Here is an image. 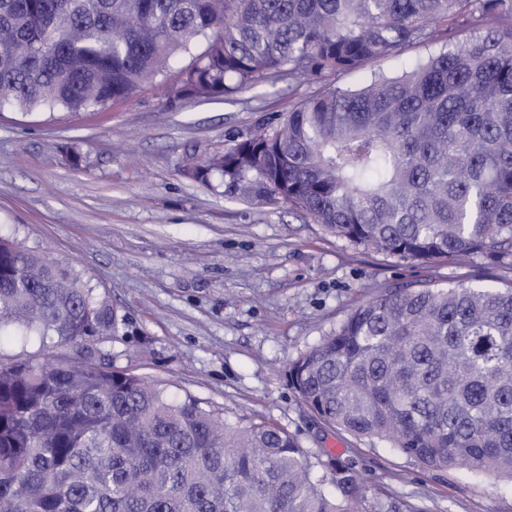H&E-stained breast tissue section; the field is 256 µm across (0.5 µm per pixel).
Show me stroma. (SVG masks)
I'll return each mask as SVG.
<instances>
[{"label":"stroma","mask_w":512,"mask_h":512,"mask_svg":"<svg viewBox=\"0 0 512 512\" xmlns=\"http://www.w3.org/2000/svg\"><path fill=\"white\" fill-rule=\"evenodd\" d=\"M176 59L166 81L103 112L0 109V228L85 271L130 324L116 367L169 384L294 435L311 461L352 460L370 512L388 493L402 512H512V482L433 470L323 424L288 365L359 305L418 282L494 278L512 265L476 256L421 265L323 233L286 204L242 201L184 175L274 123L323 80L281 81L229 99L184 98ZM79 146L84 162L65 154Z\"/></svg>","instance_id":"1"}]
</instances>
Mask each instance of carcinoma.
Listing matches in <instances>:
<instances>
[{"mask_svg":"<svg viewBox=\"0 0 512 512\" xmlns=\"http://www.w3.org/2000/svg\"><path fill=\"white\" fill-rule=\"evenodd\" d=\"M181 55L187 98L402 63L185 175L387 256L512 258V0H0V105L104 111ZM127 325L86 273L0 232V339L78 356L0 361V512H359L352 464L318 470L285 431L115 368ZM288 379L331 428L512 481V285L392 289Z\"/></svg>","mask_w":512,"mask_h":512,"instance_id":"1","label":"carcinoma"}]
</instances>
